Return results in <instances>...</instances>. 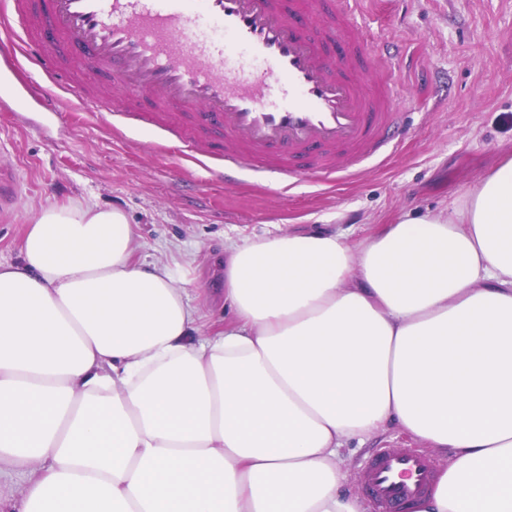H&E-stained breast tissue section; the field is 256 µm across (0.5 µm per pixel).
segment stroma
<instances>
[{
    "label": "stroma",
    "instance_id": "35a3bbf8",
    "mask_svg": "<svg viewBox=\"0 0 512 512\" xmlns=\"http://www.w3.org/2000/svg\"><path fill=\"white\" fill-rule=\"evenodd\" d=\"M363 28L375 63L397 46L403 57L398 99L409 115L399 152L368 165L354 181L288 190L251 161L235 186L208 183L175 140L150 125L113 129L74 103L43 109L26 88L33 70L0 69V166L13 169L18 196L0 216V262L21 259L33 209L94 200L121 209L137 232L136 250L171 265L191 283L202 332L224 325V240L270 232H338L356 240L404 214L458 201L512 150V0H369ZM381 448H414L444 465L442 453L390 425L345 452L346 486Z\"/></svg>",
    "mask_w": 512,
    "mask_h": 512
}]
</instances>
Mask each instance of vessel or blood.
<instances>
[{"mask_svg": "<svg viewBox=\"0 0 512 512\" xmlns=\"http://www.w3.org/2000/svg\"><path fill=\"white\" fill-rule=\"evenodd\" d=\"M362 0H0V22L18 24L19 52L51 85V112L65 100L109 109L114 85L128 95L118 117L135 115L182 140L218 177L242 158L269 173L329 185L356 179L363 164L384 163L401 145L400 83L373 69L360 30ZM224 29L264 63L233 60L199 22ZM87 63L84 73L74 57ZM431 460L383 449L361 485L375 512H403L431 487Z\"/></svg>", "mask_w": 512, "mask_h": 512, "instance_id": "vessel-or-blood-1", "label": "vessel or blood"}]
</instances>
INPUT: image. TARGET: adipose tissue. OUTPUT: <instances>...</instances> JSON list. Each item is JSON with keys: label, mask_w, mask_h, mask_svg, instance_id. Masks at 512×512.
I'll return each instance as SVG.
<instances>
[{"label": "adipose tissue", "mask_w": 512, "mask_h": 512, "mask_svg": "<svg viewBox=\"0 0 512 512\" xmlns=\"http://www.w3.org/2000/svg\"><path fill=\"white\" fill-rule=\"evenodd\" d=\"M135 239L47 203L0 263V512H365L340 451L392 423L451 453L408 512H512V156L353 243L228 240L206 336Z\"/></svg>", "instance_id": "1"}]
</instances>
